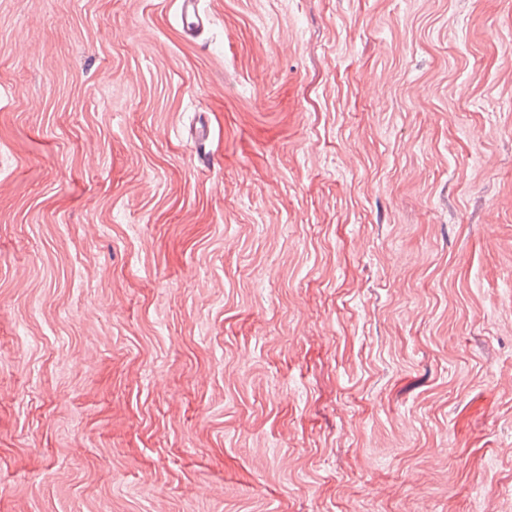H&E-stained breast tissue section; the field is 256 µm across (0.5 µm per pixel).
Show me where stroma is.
<instances>
[{"mask_svg":"<svg viewBox=\"0 0 512 512\" xmlns=\"http://www.w3.org/2000/svg\"><path fill=\"white\" fill-rule=\"evenodd\" d=\"M178 4L0 0V512H512V0Z\"/></svg>","mask_w":512,"mask_h":512,"instance_id":"obj_1","label":"stroma"}]
</instances>
